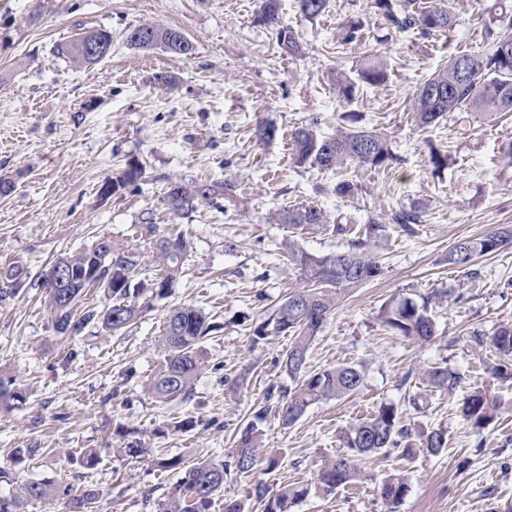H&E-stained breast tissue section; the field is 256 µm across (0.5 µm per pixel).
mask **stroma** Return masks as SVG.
Returning a JSON list of instances; mask_svg holds the SVG:
<instances>
[{
    "label": "stroma",
    "instance_id": "stroma-1",
    "mask_svg": "<svg viewBox=\"0 0 512 512\" xmlns=\"http://www.w3.org/2000/svg\"><path fill=\"white\" fill-rule=\"evenodd\" d=\"M494 2L450 0L451 28L424 36L394 32L374 0H329L313 21L295 0H281L280 19L302 46L288 56L274 28L256 21L262 0H0V175L15 181L14 192L0 198V269L19 265L36 278L59 256L101 237L151 259L150 241L132 231L147 214L164 229L184 225L190 242L170 294L115 336L91 328L75 338L57 335L39 288L0 299V373L26 393L23 403L0 409V496L47 480L92 489L96 497L83 512H156L182 473L118 452L119 426L188 466L230 461L266 396L284 399L293 387L281 366L290 337L252 341L274 306L308 286L285 243L315 256L342 252L348 238L335 225L416 206L424 212L416 234L391 229L379 250L383 275L339 290L310 344V368L362 365V390L313 404L288 427L271 416L256 422L264 450L279 453V465L247 478L229 475L213 512H224L228 498L261 512L256 485L273 490L284 483L311 488L292 512H512V385L491 379L494 351L471 340L473 332L512 321V245L476 258L472 275L446 261L458 240L512 226V114H476L426 133L409 112L419 83L450 56L492 53L503 32L492 21ZM352 16L363 21L365 39L341 43L338 30ZM146 23L182 31L194 54L128 46L127 30ZM100 28L111 31L112 51L99 63L80 67L58 54L79 33ZM368 51L386 60L387 83L359 85L352 101L342 100L330 71L355 70ZM162 72L178 77L177 90L156 83ZM350 112L359 127L388 136L396 160L385 169L350 168L347 176L361 190L339 198L335 173L292 164L288 135L310 124L334 133ZM261 124L276 126L277 139L260 142ZM433 147L448 156L437 176L428 163ZM131 155L145 164L142 180L101 199L103 181ZM171 178H231L239 189L235 198L179 218L163 200ZM299 203L320 208L328 224L292 237L273 223L274 212ZM437 290L456 298L434 305V342L395 335L378 318L390 299ZM183 304L203 308L221 328L203 343L205 369L192 400L159 402L143 387L164 358L165 317ZM72 347L79 355L69 361ZM441 362L461 376L453 392L419 379L421 368ZM478 388L500 401L481 428L459 412L462 397ZM384 402L396 404L411 426L447 431V449L418 450L407 460L397 450L379 454L363 463L359 480L324 488L317 481L322 462L343 453L344 432ZM184 414L197 421L188 436L170 428ZM84 448L99 451L96 469L73 463ZM397 469L405 470L409 493L390 507L378 485Z\"/></svg>",
    "mask_w": 512,
    "mask_h": 512
}]
</instances>
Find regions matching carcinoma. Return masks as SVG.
Wrapping results in <instances>:
<instances>
[{"mask_svg": "<svg viewBox=\"0 0 512 512\" xmlns=\"http://www.w3.org/2000/svg\"><path fill=\"white\" fill-rule=\"evenodd\" d=\"M299 12L308 19L321 17L329 0H296ZM375 7L398 32L415 29L428 36L451 27L452 15L447 0H430L421 6L417 0H375ZM280 0H263L259 20L276 30V39L282 52L296 55L301 45L292 28L279 21ZM364 25L351 18L340 30L343 43L364 40ZM127 43L140 50L162 47L167 52L183 57L195 51L194 43L181 31L153 24H143L128 30ZM112 50V33L106 29L81 33L68 46L66 53L83 65L91 66L104 59ZM386 64L372 53L366 54L358 68L350 75H331L336 94L349 101L355 96L359 84L379 87L388 80ZM464 112H483L497 115L512 112V35L501 36L492 54L480 55L460 52L448 64L428 75L411 99V114L416 125L429 131L443 120H455ZM291 159L298 167L311 165L321 169L367 166L381 168L394 160L388 139L381 133L364 129H339L324 136L315 126L296 128L291 134ZM145 167L135 156L127 159L123 169L112 176V192L135 185L144 176ZM238 191L235 182H185L168 179L164 200L170 213L181 216L193 212L203 201L219 196L229 198ZM277 221L294 229L320 226L327 223L322 210L314 205H294L276 213ZM423 223L422 211L417 207L402 208L391 214V223L370 221L356 229L346 224L335 225L339 234L353 233L348 250L329 256L303 253L299 263L303 274L314 284L338 288H351L375 280L383 275L374 249L389 236L395 225L412 236L416 226ZM140 238H150L156 246L151 267L142 266L140 254L125 249L107 238L74 254L55 261L65 265L75 277L71 288L57 292L47 291V301L55 332L63 336H79L88 327L100 333L115 334L137 322L153 300L166 297L181 273L188 250L185 234L173 228L160 231V225L147 217L134 225ZM512 244V226H502L478 238L457 241L448 251V265L466 270L480 255L493 253ZM0 278L12 287L30 285L44 288L40 280L30 279L22 266L12 265L0 270ZM103 293L101 307L84 306V297L92 289ZM431 298H394L380 309L378 317L394 334L428 343L436 339L437 326L432 315ZM335 306V298L315 289H304L289 295L268 318L253 330V343L257 344L272 334L291 337V344L282 358L288 377L294 382L289 399L283 403L267 404L255 413L258 420L268 415L277 417L285 426L296 422L306 409L320 401L341 398L358 393L364 383L361 366L343 363L335 367L310 371L307 357L311 340L322 329ZM219 326L209 321L201 309L184 305L170 310L166 317L163 336L165 358L151 376L147 391L158 401L191 400L194 395L203 361L202 343ZM490 342L499 356V362L490 367L495 379H512V324L497 326ZM427 384L439 390L453 391L461 383V376L446 366H430L423 371ZM25 400L15 379L0 375V407L11 406ZM497 399L490 391L476 389L466 394L461 413L475 427H484L494 416ZM121 438L120 451L130 456H154L156 464L164 470L181 469L182 459L167 457L161 448H148L136 432L116 431ZM411 429L402 420L392 404L380 405L365 421L350 427L343 437L348 451L326 460L317 474V480L328 488L346 486L360 475L358 462L392 448H402L410 456L414 448L407 442ZM262 437L256 425L243 428L237 439L233 462L205 460L188 468L175 491L157 504V512H211L216 497L224 489L225 477L230 472L250 475L260 467L271 471L279 460L273 456L262 458L259 448ZM419 447L435 455L448 448V434L441 428L428 429L419 435ZM83 469L91 470L99 463L94 448H85L75 458ZM409 485L405 475L398 471L386 475L379 485L381 498L390 505L399 504L407 495ZM310 492L306 484H283L270 491L259 485L255 489L262 512H290ZM65 496L71 506L82 508L94 493H77L71 485H54L49 481H32L19 488L10 497H0V512H22L24 504Z\"/></svg>", "mask_w": 512, "mask_h": 512, "instance_id": "obj_1", "label": "carcinoma"}]
</instances>
